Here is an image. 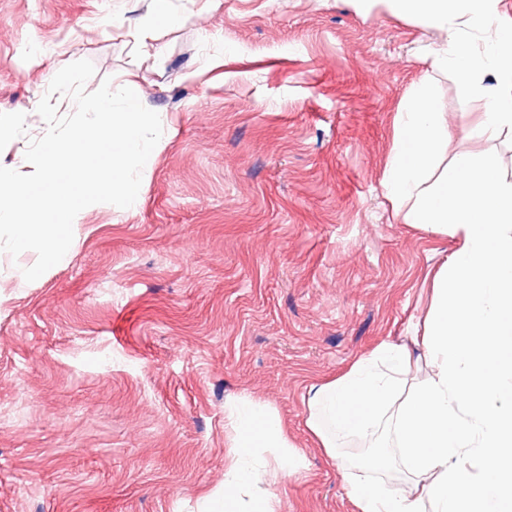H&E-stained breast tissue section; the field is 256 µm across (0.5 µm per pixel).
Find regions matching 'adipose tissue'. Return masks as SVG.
<instances>
[{"instance_id":"1","label":"adipose tissue","mask_w":512,"mask_h":512,"mask_svg":"<svg viewBox=\"0 0 512 512\" xmlns=\"http://www.w3.org/2000/svg\"><path fill=\"white\" fill-rule=\"evenodd\" d=\"M423 19L441 32L432 66L458 96L479 105L477 125L512 132V18L502 0H353ZM448 123L428 84L396 116L385 188L406 224L452 232L457 246L435 277L427 332L417 348L385 342L340 377L309 386L307 427L326 454L337 439H369L389 423L407 491L374 471L386 451L363 459L346 485L360 512H512V181L492 161H443ZM431 371L409 382L414 354ZM224 483L206 505L224 512H278L265 476L298 474L306 458L274 409L229 399Z\"/></svg>"}]
</instances>
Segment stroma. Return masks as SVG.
Masks as SVG:
<instances>
[{
	"instance_id": "1",
	"label": "stroma",
	"mask_w": 512,
	"mask_h": 512,
	"mask_svg": "<svg viewBox=\"0 0 512 512\" xmlns=\"http://www.w3.org/2000/svg\"><path fill=\"white\" fill-rule=\"evenodd\" d=\"M156 56L131 31L148 0H0V166L22 170L54 74L132 77L162 144L128 208L84 209L64 262L0 251V512H200L224 483V405L271 406L304 454L271 485L279 512H358L306 427L310 384L423 331L453 234L401 223L384 189L394 119L431 78L447 156L494 159L437 33L349 0H170ZM48 46L29 64L33 44Z\"/></svg>"
}]
</instances>
